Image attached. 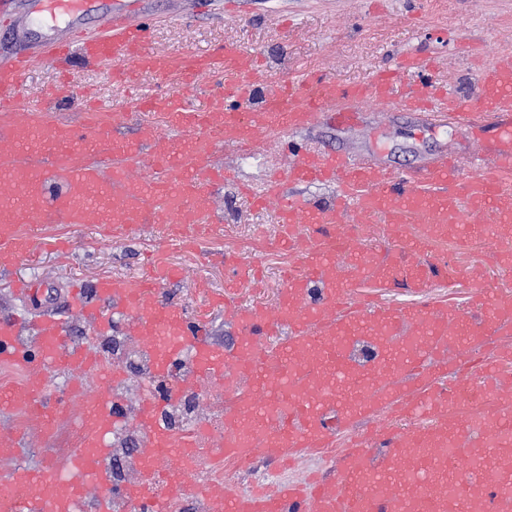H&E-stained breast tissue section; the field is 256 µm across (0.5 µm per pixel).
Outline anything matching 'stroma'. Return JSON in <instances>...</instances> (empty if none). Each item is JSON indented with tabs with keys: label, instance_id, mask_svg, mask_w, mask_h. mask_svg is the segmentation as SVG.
<instances>
[{
	"label": "stroma",
	"instance_id": "obj_1",
	"mask_svg": "<svg viewBox=\"0 0 512 512\" xmlns=\"http://www.w3.org/2000/svg\"><path fill=\"white\" fill-rule=\"evenodd\" d=\"M141 15L151 23L150 44L173 55L205 52L234 45L261 54L270 76L288 81L313 69L339 84L369 82L376 70L395 66L401 55L419 52L434 60L433 81L457 96L476 94L472 74L493 53L512 51V0H143ZM67 80L105 109L125 107L127 86L113 82L106 68L75 64ZM360 128L321 124L309 131L285 132L275 149L244 154L233 147L217 151L230 166L236 184L214 187L223 207L221 232L198 250L166 242L167 225H144L124 240L104 236L94 224H51L34 228L36 255L0 268V317L67 318L66 290L71 281L91 284L101 278H134L150 267L172 265L193 271V283L163 285L165 301L184 308L189 319L206 323L209 336L222 348L235 342L238 328L225 308L211 298L231 295L234 303L275 308L284 288L281 268L293 254L279 246L276 205L256 207L265 192L267 174L281 167L293 149H327L366 156L396 169L426 166L443 153L456 154L462 178L477 171L478 162L465 130L452 119L433 123L416 113L371 102L357 104ZM495 244L479 239L465 249L446 246L437 258L459 268L454 286L436 283L420 294L409 288H384L372 279H355L359 296L396 307H412L422 295L447 297L458 309L468 306L474 286L512 292V270L494 262ZM260 273L257 283L227 290L225 259ZM13 280H35L36 302H24L9 291ZM334 459L319 452L302 453L290 466H271L267 485L329 475Z\"/></svg>",
	"mask_w": 512,
	"mask_h": 512
}]
</instances>
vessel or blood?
Here are the masks:
<instances>
[{
	"mask_svg": "<svg viewBox=\"0 0 512 512\" xmlns=\"http://www.w3.org/2000/svg\"><path fill=\"white\" fill-rule=\"evenodd\" d=\"M40 10L70 21L62 39L44 41L38 55L14 53L0 63V263L33 258L27 224H98L126 237L155 220L169 223L170 239L199 245L212 230L213 184L226 181L213 165L216 149H257L261 137L282 128L306 130L324 122L356 125L346 101H375L427 116L450 114L468 130L488 162L460 181L453 156L440 155L422 172L397 170L342 152L300 150L265 197L279 202L280 242L298 257L274 310L240 307L232 354L214 346L205 324L187 320L160 296L161 285L180 272L160 268L127 280L71 286L70 317L101 326V308L126 317L137 336H181L200 360L198 374L220 377L233 364L247 386L225 420L224 453L240 462L258 455L290 458L310 448L340 447L334 476L257 488L247 494L207 492L216 512H512V398L497 397L490 414L459 421L453 394L477 385L487 364L478 343L485 336L512 335V296L476 288L472 310L433 297L411 309L355 298L351 278L387 282L405 271L410 287L450 279L447 263L430 257L433 243L465 244L489 236L500 244L497 264L512 266V52H500L477 75L474 101L437 92L431 66L417 53L380 69L370 83L340 85L318 72L294 83L274 81L255 52L235 46L188 52L174 58L149 46L150 25L128 6L110 9L101 32L85 33V0H39ZM20 0H0V29L19 33ZM66 71L73 60L111 67L114 80L132 84L137 72L174 78L163 93L133 92L127 108L83 110L72 123L41 102L25 98L23 77L37 60ZM412 75L396 93L400 74ZM222 83L201 106L191 103L201 78ZM497 122L486 137L485 114ZM162 116L168 128L153 122ZM135 125L137 139H117ZM334 188L332 200L284 195L283 182ZM388 225L395 248L381 252L354 245L360 224ZM37 339L40 360L28 356L23 332ZM278 337L268 346L266 337ZM92 355L68 338L65 321L0 320V364L25 376L23 385L0 391L9 409L25 408L35 430L0 432V512H80L89 501L112 512L110 455L106 435L122 418L109 389L119 371L99 387L76 385L78 404H51L52 371L77 376ZM162 400L149 398L139 423L152 454L184 457L191 443L172 439L156 424ZM399 423L393 432L371 426L381 411ZM86 436L83 448L60 466L23 463L37 437L52 438L59 419ZM365 424L351 434L356 424ZM466 459L473 486H463L449 457ZM130 512H165L166 502L147 484L125 486Z\"/></svg>",
	"mask_w": 512,
	"mask_h": 512,
	"instance_id": "1",
	"label": "vessel or blood"
}]
</instances>
